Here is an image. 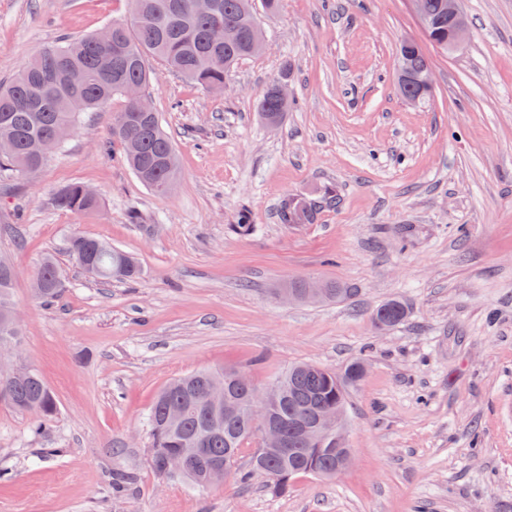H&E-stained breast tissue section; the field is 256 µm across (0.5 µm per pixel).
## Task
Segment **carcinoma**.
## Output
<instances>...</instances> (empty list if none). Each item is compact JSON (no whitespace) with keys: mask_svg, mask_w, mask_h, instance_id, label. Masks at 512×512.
Masks as SVG:
<instances>
[{"mask_svg":"<svg viewBox=\"0 0 512 512\" xmlns=\"http://www.w3.org/2000/svg\"><path fill=\"white\" fill-rule=\"evenodd\" d=\"M131 20L109 22L111 37L97 34L64 39L43 48L7 83H0V140L13 142L11 151L0 153V174L23 179L40 170L61 146L85 112L105 107L115 96L125 98L124 108L114 113L112 141L121 145L124 159L138 180L158 196L166 195L178 169L176 151L162 132L156 112H144L139 104L125 97L129 84L149 88L152 67L157 59L205 91L224 90V74L239 60L252 57L250 29L255 23L252 6L244 0H216L214 11L202 13L195 0H128ZM431 24L424 31L436 48L448 51V15L444 0H423ZM398 67L407 76L400 84L403 97L425 98L430 89L415 76L430 66L417 42L403 41L397 50ZM266 124L281 125L288 101L274 87L266 89L258 102ZM52 205L70 213L95 210L97 196L81 184L59 189ZM312 209L301 201H290L281 208L283 224H304ZM68 252L83 271L100 280H134L141 275L137 259L130 253L95 237L81 234L68 240ZM37 290L45 302L55 301L61 281L54 260L41 264ZM14 267L0 260V350L16 346L19 325L9 323L15 311L11 288ZM407 317V309L397 300L378 305L372 313L375 324L393 328ZM361 362L348 364L340 374L310 363H298L274 382L270 389V418L288 437V452L257 448L250 456L251 470L231 469L258 436V430L245 416L250 392L233 380L232 370L198 371L181 376L158 393L148 414L152 437L151 465L160 475L167 474L165 460L179 455L185 463L182 478L198 488L207 487L212 470L228 469V477L245 484L256 469L271 471L270 488L276 493L288 490L297 476H335L345 446L335 442L321 447L301 442L302 426L322 408L346 411L347 390L361 379ZM224 385V408L207 404L210 381ZM0 401L18 410L32 407L43 418L56 411L54 397L34 371L16 380L0 378Z\"/></svg>","mask_w":512,"mask_h":512,"instance_id":"carcinoma-1","label":"carcinoma"}]
</instances>
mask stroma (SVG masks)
Wrapping results in <instances>:
<instances>
[{"label":"stroma","instance_id":"obj_1","mask_svg":"<svg viewBox=\"0 0 512 512\" xmlns=\"http://www.w3.org/2000/svg\"><path fill=\"white\" fill-rule=\"evenodd\" d=\"M267 42L206 92L156 66L151 104L179 176L156 196L112 143L114 97L81 116L48 164L0 177V259L16 269L21 339L0 372L36 370L56 412L41 421L0 403V512H512V0H461L468 38L427 40L408 0H281ZM128 16L125 0H0V81L61 38ZM415 40L432 92H398L396 52ZM288 81L284 122L257 101ZM84 184L99 211L53 207ZM292 198L308 224L280 223ZM253 230L234 231L240 216ZM75 234L133 254L134 282L89 278ZM53 258L62 296L32 282ZM297 279L338 283L340 303H290ZM408 315L381 331L370 314ZM367 366L350 388L354 462L301 475L197 488L152 468L147 414L172 379L233 368L261 389L290 364ZM125 475L129 486L110 493ZM407 317V309L403 303L397 300H389L378 305L372 313L375 325L385 324L389 328L401 324Z\"/></svg>","mask_w":512,"mask_h":512}]
</instances>
